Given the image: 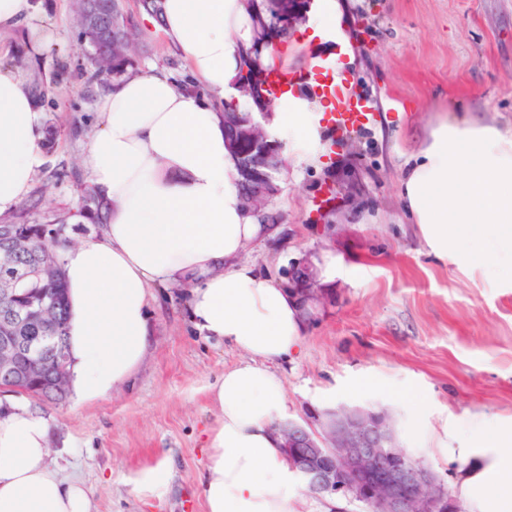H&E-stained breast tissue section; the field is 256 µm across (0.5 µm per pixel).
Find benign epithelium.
Masks as SVG:
<instances>
[{
	"mask_svg": "<svg viewBox=\"0 0 512 512\" xmlns=\"http://www.w3.org/2000/svg\"><path fill=\"white\" fill-rule=\"evenodd\" d=\"M227 147L241 160L245 179L244 205L258 210L267 197V182L261 169L274 153L260 124L250 120L226 139ZM319 260L309 255L288 269L285 285L299 302L305 320L331 301V292L320 282ZM31 276L18 271L0 285V296L16 305L0 330V366L7 369L12 384L0 389L25 394L42 401L58 393V381L69 372L64 350L48 349L49 336H17V323L41 317L54 307L45 295L18 285ZM53 364L56 375L45 381ZM281 448L307 488L328 497L360 502L372 512H459L435 473L413 462L398 444L387 414L358 407L339 406L316 411L309 420H288L278 427Z\"/></svg>",
	"mask_w": 512,
	"mask_h": 512,
	"instance_id": "benign-epithelium-1",
	"label": "benign epithelium"
}]
</instances>
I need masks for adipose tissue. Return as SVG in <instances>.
<instances>
[{
    "label": "adipose tissue",
    "mask_w": 512,
    "mask_h": 512,
    "mask_svg": "<svg viewBox=\"0 0 512 512\" xmlns=\"http://www.w3.org/2000/svg\"><path fill=\"white\" fill-rule=\"evenodd\" d=\"M342 0H313L307 42L342 36ZM157 25L200 92L178 88L150 64L104 96L84 162L109 203L100 234L62 250L68 284L70 384L95 401L128 382L150 344L149 309L160 289L185 284L194 330L245 358L210 388L206 512H295V471L276 426L286 388L269 365L289 360L305 334L286 286L242 258L266 237L242 205L237 162L215 101L250 110L236 79L252 43L244 0H163ZM332 101L303 87L284 93L265 124L298 163L321 166ZM44 112L15 68L0 64V216L14 212L46 164ZM399 196L430 253L467 273L512 282V129L485 119H439L404 162ZM51 423L0 396V512H94L80 480L49 460ZM462 447L439 441L469 512H512V424L464 428Z\"/></svg>",
    "instance_id": "1"
}]
</instances>
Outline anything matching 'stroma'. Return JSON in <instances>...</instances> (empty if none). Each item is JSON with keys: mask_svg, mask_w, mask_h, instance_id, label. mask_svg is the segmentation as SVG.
I'll return each mask as SVG.
<instances>
[{"mask_svg": "<svg viewBox=\"0 0 512 512\" xmlns=\"http://www.w3.org/2000/svg\"><path fill=\"white\" fill-rule=\"evenodd\" d=\"M34 2V19L0 31V62L46 91L45 121L57 128L46 167L67 173L40 205L49 211L75 206L91 184L81 157L108 88L90 78L71 0ZM344 23L352 87L376 119L329 139L324 166L285 161L273 237L244 258L279 281L307 253L359 266L356 278L332 283L335 301L316 311L296 360L274 367L288 389L285 416L302 421L341 405L385 411L400 445L450 490L453 472L425 428L447 427L455 448L464 425L512 422V284L468 276L429 253L401 210L400 166L439 118L472 112L512 127V0H345ZM138 47L142 64H172L188 79L158 30L140 27ZM329 187L336 207L318 213ZM150 323L149 352L112 395L60 406L27 400L51 422L52 463L84 482L96 512H204L203 432L216 419L209 389L241 354L191 330L177 286L152 306ZM363 379L377 389L358 391ZM412 394L431 400L425 427L410 414ZM164 457L173 479L143 501L134 483Z\"/></svg>", "mask_w": 512, "mask_h": 512, "instance_id": "35a3bbf8", "label": "stroma"}]
</instances>
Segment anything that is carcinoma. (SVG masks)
I'll return each mask as SVG.
<instances>
[{"mask_svg": "<svg viewBox=\"0 0 512 512\" xmlns=\"http://www.w3.org/2000/svg\"><path fill=\"white\" fill-rule=\"evenodd\" d=\"M87 0H74V23L86 38L89 46V63L93 76H110L112 85L139 73L134 43L136 27L124 15L125 7L120 0L113 2V16L107 22L113 23L112 42L100 40L90 33L83 24V8ZM255 42L243 56L238 81L240 91L250 95L253 104L260 110L271 111L274 99L266 98L263 91L264 74L269 68L260 63L261 53L288 39V0H261L254 16ZM80 213L95 224H105L108 219V203L90 188L81 196ZM67 212L55 213L41 223L31 224L26 220V209H21L9 219H0L10 233H0V280L9 278L13 270L27 268L37 272L27 284L39 292L51 296L55 301L54 310L40 318H34L20 328L23 336H47L46 325L58 322L64 327L59 346H68L67 331L69 309L65 271L61 250L68 246L69 220Z\"/></svg>", "mask_w": 512, "mask_h": 512, "instance_id": "1", "label": "carcinoma"}]
</instances>
